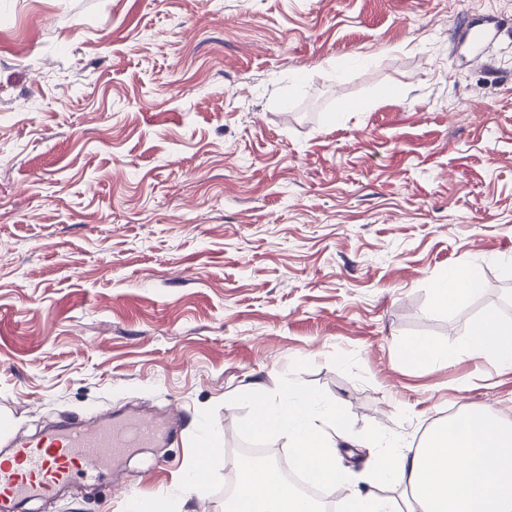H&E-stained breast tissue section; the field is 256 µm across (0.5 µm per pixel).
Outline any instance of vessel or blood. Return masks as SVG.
<instances>
[{
    "label": "vessel or blood",
    "mask_w": 512,
    "mask_h": 512,
    "mask_svg": "<svg viewBox=\"0 0 512 512\" xmlns=\"http://www.w3.org/2000/svg\"><path fill=\"white\" fill-rule=\"evenodd\" d=\"M161 435L153 423L102 413L95 425L60 421L34 441H8L12 464L0 463V512H22L28 502L49 501L77 476L102 478L133 442Z\"/></svg>",
    "instance_id": "obj_1"
}]
</instances>
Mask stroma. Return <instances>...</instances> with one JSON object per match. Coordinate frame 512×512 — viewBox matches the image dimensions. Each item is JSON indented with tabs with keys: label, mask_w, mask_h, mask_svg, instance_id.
<instances>
[{
	"label": "stroma",
	"mask_w": 512,
	"mask_h": 512,
	"mask_svg": "<svg viewBox=\"0 0 512 512\" xmlns=\"http://www.w3.org/2000/svg\"><path fill=\"white\" fill-rule=\"evenodd\" d=\"M475 0H0V414L32 437L123 410L171 445L32 512H224L244 391L320 397L409 444L512 417V370L413 364L512 320V6ZM480 289L461 308L448 271ZM223 450L197 492L205 440ZM480 284L471 273L449 271L433 288V301L439 307L464 306L476 294Z\"/></svg>",
	"instance_id": "35a3bbf8"
}]
</instances>
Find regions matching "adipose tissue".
I'll list each match as a JSON object with an SVG mask.
<instances>
[{
    "mask_svg": "<svg viewBox=\"0 0 512 512\" xmlns=\"http://www.w3.org/2000/svg\"><path fill=\"white\" fill-rule=\"evenodd\" d=\"M479 287L473 274L452 271L438 280L433 301L462 306ZM452 354L512 368V322L487 315L454 349L416 338L399 350L403 360L417 364L442 362ZM250 428L260 436L288 434L296 467L326 489H342L345 512H512V418L493 409L462 411L412 447L391 430L351 433L341 412L295 389L274 402L255 400ZM348 437L377 451L368 489L354 488L339 466L336 442ZM224 512L321 508L293 493L270 465L245 461Z\"/></svg>",
    "mask_w": 512,
    "mask_h": 512,
    "instance_id": "adipose-tissue-1",
    "label": "adipose tissue"
}]
</instances>
